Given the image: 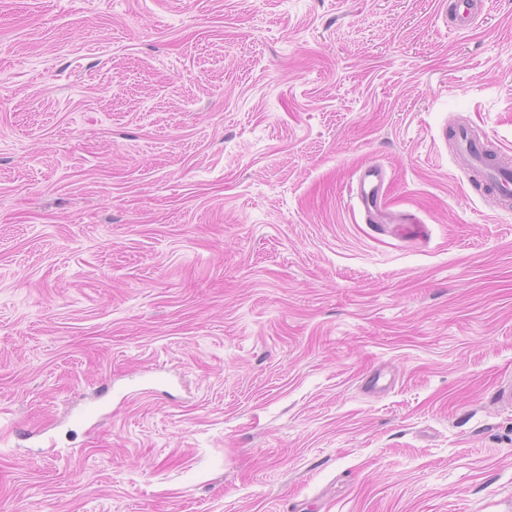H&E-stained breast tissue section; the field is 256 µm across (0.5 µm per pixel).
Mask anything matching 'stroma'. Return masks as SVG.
Here are the masks:
<instances>
[{
	"mask_svg": "<svg viewBox=\"0 0 512 512\" xmlns=\"http://www.w3.org/2000/svg\"><path fill=\"white\" fill-rule=\"evenodd\" d=\"M482 2L0 0V512H512ZM478 0H455L453 4V28L468 31L475 27L478 21L476 5ZM455 149L469 162V166L480 170L484 181L495 192L497 198L512 196V164L510 150L497 151L499 164L490 166L483 153V143L474 137L468 127H458L454 132ZM382 186V171L375 167L364 171L359 176L356 186H351V197L364 209L367 219L375 224L384 220V215L376 210V199Z\"/></svg>",
	"mask_w": 512,
	"mask_h": 512,
	"instance_id": "stroma-1",
	"label": "stroma"
}]
</instances>
